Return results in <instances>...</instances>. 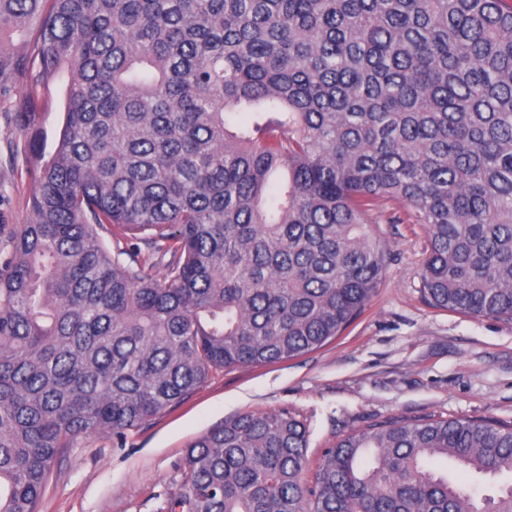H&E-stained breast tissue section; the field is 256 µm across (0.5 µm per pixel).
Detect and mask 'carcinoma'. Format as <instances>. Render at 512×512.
<instances>
[{"label": "carcinoma", "instance_id": "1", "mask_svg": "<svg viewBox=\"0 0 512 512\" xmlns=\"http://www.w3.org/2000/svg\"><path fill=\"white\" fill-rule=\"evenodd\" d=\"M18 85L36 191L0 266V512H40L79 440L341 336L382 281L378 199L428 231L430 305L512 321V0H0ZM307 444L286 412L224 421L172 512H512V483L434 468L512 474V424L353 431L312 488ZM41 97L46 102L42 112V125L48 136L47 149L49 150L63 121V85L58 83L42 90Z\"/></svg>", "mask_w": 512, "mask_h": 512}]
</instances>
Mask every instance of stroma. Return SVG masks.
Masks as SVG:
<instances>
[{
	"label": "stroma",
	"mask_w": 512,
	"mask_h": 512,
	"mask_svg": "<svg viewBox=\"0 0 512 512\" xmlns=\"http://www.w3.org/2000/svg\"><path fill=\"white\" fill-rule=\"evenodd\" d=\"M25 90L0 94V261L32 220L34 182L20 151ZM383 200L368 214L390 259L345 333L300 357L213 373L205 386L126 438L91 437L55 465L40 512H170L184 491L189 444L243 413L290 412L309 430L308 458L393 417L512 421V322L433 307L421 293L428 235ZM403 216L400 224L391 215Z\"/></svg>",
	"instance_id": "1"
}]
</instances>
